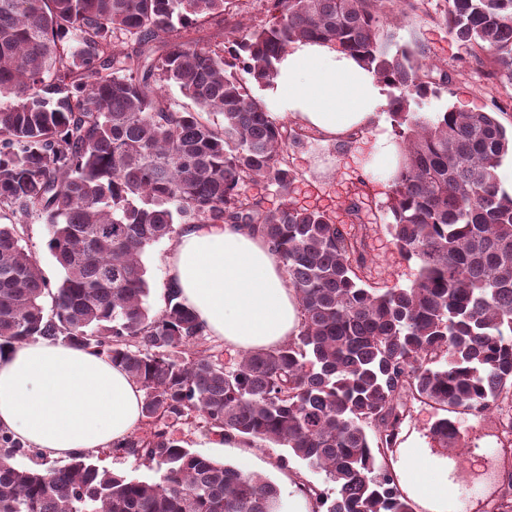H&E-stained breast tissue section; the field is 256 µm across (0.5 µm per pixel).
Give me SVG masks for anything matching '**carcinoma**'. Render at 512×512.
<instances>
[{"instance_id":"obj_1","label":"carcinoma","mask_w":512,"mask_h":512,"mask_svg":"<svg viewBox=\"0 0 512 512\" xmlns=\"http://www.w3.org/2000/svg\"><path fill=\"white\" fill-rule=\"evenodd\" d=\"M273 21L200 35L233 0H0V348L61 338L122 367L144 391L147 429L114 448L159 474L130 478L80 455L43 473L0 429V512H277V487L185 446L180 426L268 441L334 484L306 483L311 512H413L382 463L414 400L469 414L512 404V193L498 169L512 130L492 112L414 110L449 82L424 48L390 29L421 0H270ZM448 34L512 86V0H442ZM333 41L392 89L403 162L384 230L417 273L405 288L365 287L366 183L331 211L300 197L285 153L313 134L273 118L239 77L269 84L297 40ZM178 87L186 102L172 100ZM264 181L265 206L244 186ZM48 225L62 272L51 285L20 226ZM188 224H242L283 261L299 333L230 367L165 284L148 303L147 248ZM52 300L46 313L43 298ZM430 433L467 480L456 422ZM486 506L512 512V470L493 469Z\"/></svg>"}]
</instances>
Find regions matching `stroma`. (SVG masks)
<instances>
[{
  "label": "stroma",
  "instance_id": "obj_1",
  "mask_svg": "<svg viewBox=\"0 0 512 512\" xmlns=\"http://www.w3.org/2000/svg\"><path fill=\"white\" fill-rule=\"evenodd\" d=\"M440 0H425L418 17L404 22L394 31L402 44H418L424 47L427 60L447 69L451 80L447 89L422 104V111L441 112L454 107L466 112H495L500 121L512 125V86H504L488 74L487 66L469 58L459 44L449 35L447 27L438 16ZM270 0H235L224 17L209 19L205 35L222 37L236 22L260 26L271 17ZM288 162L296 171L297 187L302 194L326 207H335L336 199L343 194L346 185L357 176H364L372 199L365 219L384 215L387 189L374 173L360 174L348 156L336 154L331 142L316 140L307 149L289 155ZM368 256L375 270L368 279L374 288L405 287L415 277L417 265L404 259L390 243L386 233H378L368 241ZM467 442V464L502 466L504 450L511 445L504 438L498 418L485 415L474 417L465 413L452 416ZM203 428L187 427L181 433L196 452L220 462L238 464L241 456L251 459L250 470L262 475L279 489L284 512H289L291 497L296 492L295 480L304 477L318 489H331L324 473L308 470L296 459L287 458L284 448L269 442L241 443L234 448H214L203 441Z\"/></svg>",
  "mask_w": 512,
  "mask_h": 512
}]
</instances>
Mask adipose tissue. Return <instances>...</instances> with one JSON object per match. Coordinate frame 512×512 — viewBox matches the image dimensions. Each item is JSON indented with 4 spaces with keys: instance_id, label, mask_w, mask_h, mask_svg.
I'll return each instance as SVG.
<instances>
[{
    "instance_id": "obj_1",
    "label": "adipose tissue",
    "mask_w": 512,
    "mask_h": 512,
    "mask_svg": "<svg viewBox=\"0 0 512 512\" xmlns=\"http://www.w3.org/2000/svg\"><path fill=\"white\" fill-rule=\"evenodd\" d=\"M275 114L328 140L377 124L388 89L347 51L301 40L264 89ZM180 300L226 350L263 351L297 335L298 302L280 255L259 233L233 224H191L166 258ZM142 392L106 357L39 339L0 348V427L51 460L119 445L141 420ZM419 512H453L448 460L415 439L393 469Z\"/></svg>"
}]
</instances>
